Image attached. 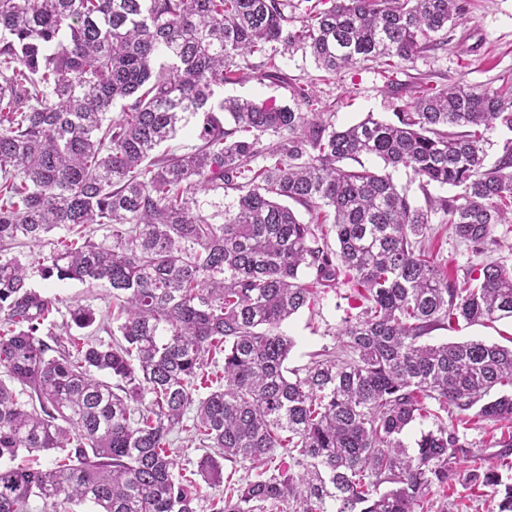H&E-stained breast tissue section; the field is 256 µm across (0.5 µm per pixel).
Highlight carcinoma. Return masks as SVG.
<instances>
[{
    "label": "carcinoma",
    "instance_id": "obj_1",
    "mask_svg": "<svg viewBox=\"0 0 512 512\" xmlns=\"http://www.w3.org/2000/svg\"><path fill=\"white\" fill-rule=\"evenodd\" d=\"M287 7L0 0V370L20 386L0 380V512H32L33 498L49 512H197L204 484L218 489L211 512H448L455 480L504 486L498 512H512V348L424 341L460 321H512V269L479 263L450 280L423 245L434 216L477 254L512 224V140L485 164L487 131H512V96L424 87L397 122L338 130L299 103L221 95L239 56L280 78L275 44L310 49L329 73L392 69L466 14L464 0H317L298 21ZM188 115L199 144L163 148ZM363 157L407 170L425 206ZM218 190L234 197L202 214L198 195ZM91 224L109 225L112 243L94 242ZM61 228L40 275L107 287L110 341L81 333L96 321L88 304L67 306L66 337L53 335L63 300L10 253ZM340 281L358 313L288 369L282 324ZM190 410L208 449L197 480L175 471L170 438ZM431 416L437 428L408 449L402 433ZM474 417L509 428L491 465L460 442ZM51 450L53 466L35 465ZM226 461L243 475L224 476Z\"/></svg>",
    "mask_w": 512,
    "mask_h": 512
}]
</instances>
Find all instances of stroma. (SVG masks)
<instances>
[{
    "label": "stroma",
    "instance_id": "stroma-1",
    "mask_svg": "<svg viewBox=\"0 0 512 512\" xmlns=\"http://www.w3.org/2000/svg\"><path fill=\"white\" fill-rule=\"evenodd\" d=\"M464 22L449 27L438 49L424 54L414 63L388 70L379 61L331 74L318 69L309 50L289 53L275 51V63L282 77L260 78L256 74L224 86L228 97H240L258 104L293 103L299 90H306L311 109L330 116L336 127L343 128L366 117L394 120V109L417 84L441 89L462 83L492 91L512 90V0H467ZM499 243L485 255L471 252L463 242L446 231H439L431 250L445 265L448 274L463 279L470 265L480 260L497 261L512 267V233L499 235ZM35 289L61 298L64 304H89L97 313L112 306L101 286L78 281L44 280L34 277ZM351 290L340 284L322 293L318 303L303 309L281 330L295 341L289 356V367L310 362L323 345L332 343V334L340 325L348 308ZM483 340L503 346L512 344V324L472 325L458 329H439L431 333L433 343Z\"/></svg>",
    "mask_w": 512,
    "mask_h": 512
}]
</instances>
